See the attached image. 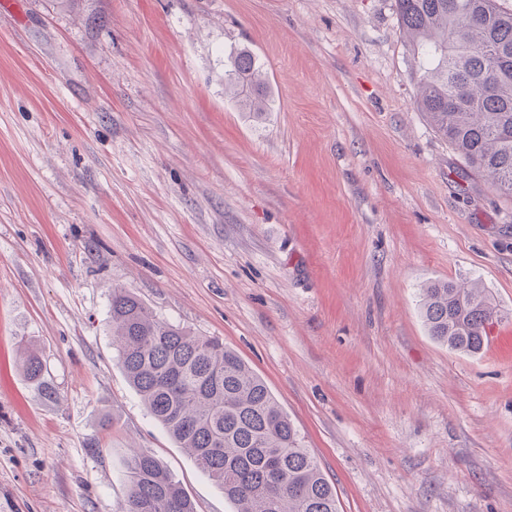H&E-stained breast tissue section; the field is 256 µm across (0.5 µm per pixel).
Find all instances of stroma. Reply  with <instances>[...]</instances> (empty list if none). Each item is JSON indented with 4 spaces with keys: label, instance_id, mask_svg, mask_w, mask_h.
<instances>
[{
    "label": "stroma",
    "instance_id": "stroma-1",
    "mask_svg": "<svg viewBox=\"0 0 512 512\" xmlns=\"http://www.w3.org/2000/svg\"><path fill=\"white\" fill-rule=\"evenodd\" d=\"M243 47L268 112L224 92ZM417 82L395 0H10L0 512H122L135 448L233 512L128 384L116 287L263 378L339 512H512V349L449 350L419 309L475 280L512 337V200Z\"/></svg>",
    "mask_w": 512,
    "mask_h": 512
}]
</instances>
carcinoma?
Returning a JSON list of instances; mask_svg holds the SVG:
<instances>
[{
	"mask_svg": "<svg viewBox=\"0 0 512 512\" xmlns=\"http://www.w3.org/2000/svg\"><path fill=\"white\" fill-rule=\"evenodd\" d=\"M417 52V108L465 164L512 199V12L498 0H395ZM265 78L242 49L224 65V89L266 112ZM429 335L479 353L500 318L476 281L420 288ZM118 360L148 413L224 490L235 512H338L336 489L261 379L216 336L157 320L124 288L112 289ZM124 512H195L189 494L146 451L126 461Z\"/></svg>",
	"mask_w": 512,
	"mask_h": 512,
	"instance_id": "obj_1",
	"label": "carcinoma"
}]
</instances>
